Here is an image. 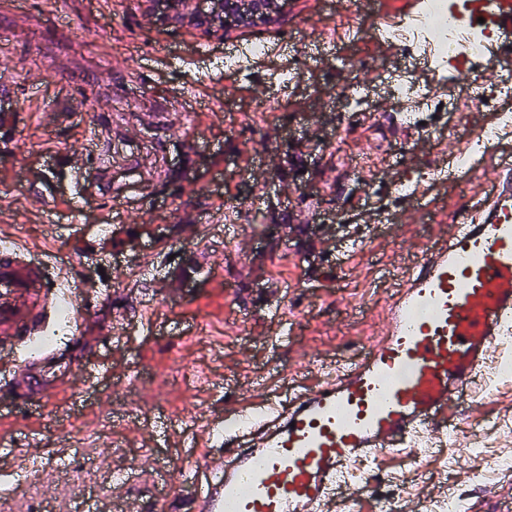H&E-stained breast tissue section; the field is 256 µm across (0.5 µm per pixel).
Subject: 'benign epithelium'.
<instances>
[{"label": "benign epithelium", "mask_w": 512, "mask_h": 512, "mask_svg": "<svg viewBox=\"0 0 512 512\" xmlns=\"http://www.w3.org/2000/svg\"><path fill=\"white\" fill-rule=\"evenodd\" d=\"M163 26H188L207 34L252 30L280 17L288 0H148Z\"/></svg>", "instance_id": "benign-epithelium-1"}]
</instances>
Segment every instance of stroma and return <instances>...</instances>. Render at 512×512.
<instances>
[{
	"mask_svg": "<svg viewBox=\"0 0 512 512\" xmlns=\"http://www.w3.org/2000/svg\"><path fill=\"white\" fill-rule=\"evenodd\" d=\"M385 13L381 0L360 17L337 0H292L285 18L224 38L161 28L145 0H0V238L69 258L100 291L82 335L60 337L63 364L41 377L80 387L87 368H109L70 420L29 418L30 399H16L0 433L17 470L33 431L46 458L61 436L77 445L61 493H47L48 466L1 512H76L109 495L118 470L137 473L126 494L152 512L154 465L181 467L155 444L158 418L199 434L253 382L281 394L292 380L319 385L329 362L374 338L417 249L453 223L451 197L498 179L512 137L469 166L456 159L512 112V96L404 126L384 75L407 52L379 47ZM253 40L270 48L259 69L191 91L194 73ZM350 86L369 94L367 110H343ZM103 158L112 190L90 188L82 206L110 232L85 238L69 221L70 172L95 174ZM189 254L208 277L165 291ZM492 390L457 402L442 456L385 455L374 473L402 470L425 496L448 486L464 512H512V471H487L512 438V382L495 377Z\"/></svg>",
	"mask_w": 512,
	"mask_h": 512,
	"instance_id": "obj_1",
	"label": "stroma"
}]
</instances>
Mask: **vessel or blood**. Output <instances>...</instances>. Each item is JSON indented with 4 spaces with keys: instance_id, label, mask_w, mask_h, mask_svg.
<instances>
[{
    "instance_id": "b4317fda",
    "label": "vessel or blood",
    "mask_w": 512,
    "mask_h": 512,
    "mask_svg": "<svg viewBox=\"0 0 512 512\" xmlns=\"http://www.w3.org/2000/svg\"><path fill=\"white\" fill-rule=\"evenodd\" d=\"M499 35L495 57L512 59V0L493 11L475 6ZM498 184L456 206L447 236L420 250L385 311L379 337L358 358L340 364L317 387L291 388L209 420L203 437L180 436L184 467L172 477L153 469L154 512H168L188 494L194 512H362L373 496L371 477H353L351 464L385 452H424L451 435V411L461 396L478 394L502 360L512 358V158L501 159ZM91 290L67 261L54 267L32 247L0 241V346L29 386L38 415L49 411L52 388L29 365L52 363L43 346L70 302L69 331L80 329ZM132 472L113 474L110 499L83 512H136L123 489ZM398 494L377 512H424L447 500L439 490L421 500L399 474Z\"/></svg>"
}]
</instances>
